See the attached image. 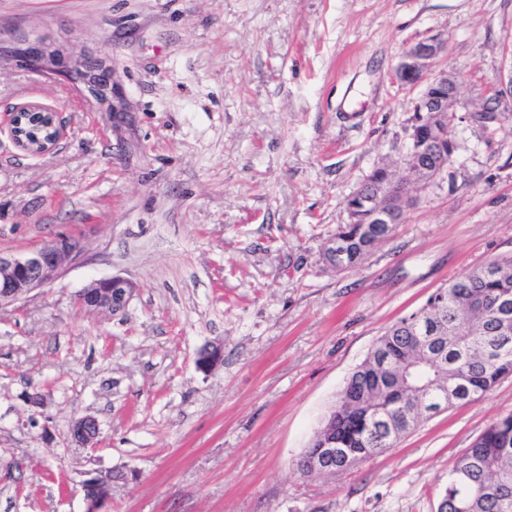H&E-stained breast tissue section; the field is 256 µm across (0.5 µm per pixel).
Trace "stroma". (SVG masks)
Returning <instances> with one entry per match:
<instances>
[{"instance_id":"35a3bbf8","label":"stroma","mask_w":512,"mask_h":512,"mask_svg":"<svg viewBox=\"0 0 512 512\" xmlns=\"http://www.w3.org/2000/svg\"><path fill=\"white\" fill-rule=\"evenodd\" d=\"M9 32L104 59L127 113L0 67V251L82 246L0 308V512H84V472L122 468L109 512H436L457 459L512 414V376L343 473L295 462L386 327L512 256V111L477 113L512 73V0H0ZM429 37L459 82L456 157L336 273L320 255L375 162L406 151L417 94L394 70ZM27 102L63 126L42 155L10 133ZM112 276L138 286L126 313L80 310ZM212 341L224 361L204 374ZM86 415L92 454L69 434ZM224 361V344L210 343L199 350L195 359L197 371L208 374Z\"/></svg>"}]
</instances>
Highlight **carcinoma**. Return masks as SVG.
I'll use <instances>...</instances> for the list:
<instances>
[{
  "mask_svg": "<svg viewBox=\"0 0 512 512\" xmlns=\"http://www.w3.org/2000/svg\"><path fill=\"white\" fill-rule=\"evenodd\" d=\"M395 224H342L333 239L340 242L342 273L360 265L378 242L392 236ZM512 301V258L493 260L451 281L447 297L429 300L427 315L415 311L389 326L382 334L389 359L387 368L375 373L364 359L334 403L336 447L354 448L364 456L381 453V434L359 413L358 405L373 399L391 410L419 421L422 411L435 406L429 397L405 392L389 394L393 380L406 367L428 358L429 365L413 369L422 382L435 375L452 379L461 374L469 388L463 400L473 401L504 377L512 375V323H504L499 306ZM437 324L448 330L440 350H423L426 328ZM443 498L448 512H512V414L490 423L448 473Z\"/></svg>",
  "mask_w": 512,
  "mask_h": 512,
  "instance_id": "carcinoma-1",
  "label": "carcinoma"
}]
</instances>
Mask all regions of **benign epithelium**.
<instances>
[{
	"label": "benign epithelium",
	"mask_w": 512,
	"mask_h": 512,
	"mask_svg": "<svg viewBox=\"0 0 512 512\" xmlns=\"http://www.w3.org/2000/svg\"><path fill=\"white\" fill-rule=\"evenodd\" d=\"M446 42L438 38L419 41L404 52L394 76L396 82L406 88L418 90V96L406 128V159L412 165V178L424 187L443 175L448 165L438 158L448 157V142L456 141L454 129L448 127V112L458 93V82L452 74L435 71V59L441 54ZM25 65L49 72L75 84H82L90 95L112 118L123 119L125 103H114L112 69L100 58L83 51L63 57L49 50L39 39L0 38V66L11 63ZM39 114L50 117V129L55 135L36 147L24 139L22 129L27 116ZM12 138L21 150L41 155L51 151L62 137L58 112L38 103H25L13 112ZM379 191L390 195L382 203L373 199L374 210L365 219L366 224H397L413 206L416 197L408 185L400 182L396 170L387 166L379 175ZM80 250L78 240L58 236L49 243L20 253L0 252V307L20 301L30 292L55 282L62 271ZM137 287L131 281L112 277L91 282L81 290L78 304L89 312L122 314L129 306ZM224 361V344L210 343L199 350L195 359L197 371L208 374ZM464 378L450 386L444 381L425 387L428 395L437 397L440 403L454 399ZM384 440L392 445L399 435L402 419L389 414L378 419ZM335 419H330L319 437L318 447L303 454L305 473L336 475L356 466L362 458L347 448L336 447L332 430ZM71 437L77 447L96 449L100 445V428L95 418L82 417L71 426ZM114 472H89L81 481V492L86 505L85 512H108L112 500Z\"/></svg>",
	"instance_id": "benign-epithelium-1"
}]
</instances>
